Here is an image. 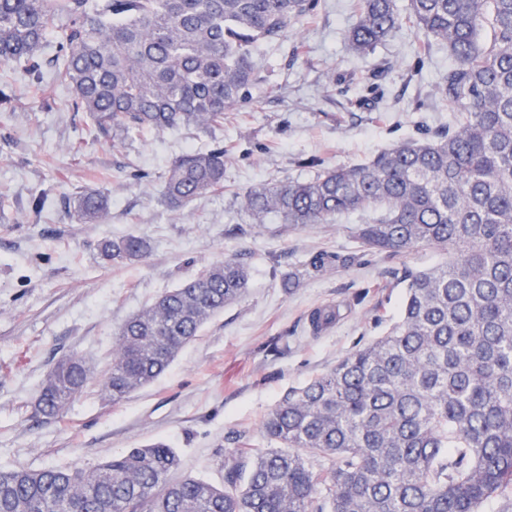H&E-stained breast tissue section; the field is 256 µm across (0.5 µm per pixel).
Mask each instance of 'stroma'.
Masks as SVG:
<instances>
[{
    "mask_svg": "<svg viewBox=\"0 0 512 512\" xmlns=\"http://www.w3.org/2000/svg\"><path fill=\"white\" fill-rule=\"evenodd\" d=\"M358 0H321L292 24L286 40L260 44L252 98L200 130L90 133L83 113L62 103L66 87L32 82L0 66V467L91 466L162 440L182 474L224 482V450L245 435L265 446L263 416L293 387L331 370L354 347L397 320L402 267L441 262L430 248L362 266L303 268L314 254L347 253L359 214L297 228L257 223L243 193L269 181H303L323 166L361 164L398 142L446 126L451 114L435 84L451 63L435 47L425 67L418 36L402 25L376 50L351 51L346 33ZM223 146V191L182 206L160 193L186 151ZM107 191L111 206L95 224L74 223L66 202ZM49 202L42 212L31 203ZM127 234L151 245L138 262L105 264L104 239ZM237 256L247 265L246 296L204 325L169 370L121 402L103 398L117 327L204 266ZM335 322L317 329V310ZM85 357L97 374L62 419L37 412L39 386L62 356Z\"/></svg>",
    "mask_w": 512,
    "mask_h": 512,
    "instance_id": "35a3bbf8",
    "label": "stroma"
}]
</instances>
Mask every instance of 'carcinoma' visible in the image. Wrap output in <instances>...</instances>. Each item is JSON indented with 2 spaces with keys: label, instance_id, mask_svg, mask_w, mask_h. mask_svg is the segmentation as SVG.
<instances>
[{
  "label": "carcinoma",
  "instance_id": "carcinoma-1",
  "mask_svg": "<svg viewBox=\"0 0 512 512\" xmlns=\"http://www.w3.org/2000/svg\"><path fill=\"white\" fill-rule=\"evenodd\" d=\"M319 0H0V65L71 89L66 107L102 135L224 124L257 81L258 44L284 39ZM403 22L418 62L441 45L453 63L436 94L447 128L307 181L247 190L258 219L303 227L369 213L349 228L348 266L420 247L439 264L405 270L397 321L336 367L291 389L263 417L268 447L237 438L224 486L176 476L178 453L155 442L84 468L0 469V512H478L512 490V0H359L348 32L365 54ZM59 51L42 52L50 25ZM492 30L488 43L484 28ZM224 189V148L176 159L162 193L180 206ZM103 191L69 216L99 222ZM129 234L101 244L113 264L144 257ZM249 288L236 256L205 266L118 327L103 387L112 402L159 379L179 351ZM89 364H54L36 408L63 417L93 381Z\"/></svg>",
  "mask_w": 512,
  "mask_h": 512
}]
</instances>
